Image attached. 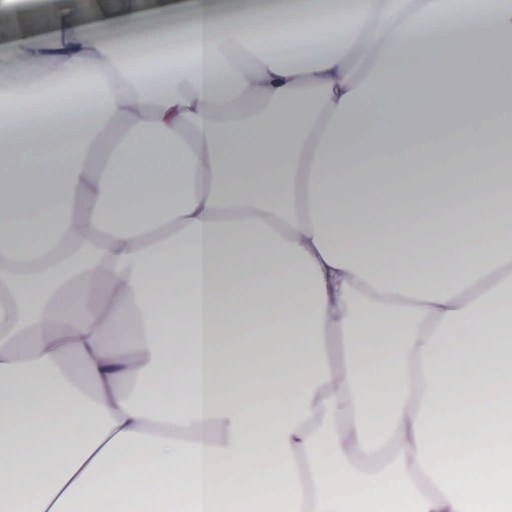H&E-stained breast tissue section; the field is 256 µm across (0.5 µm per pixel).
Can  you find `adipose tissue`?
I'll list each match as a JSON object with an SVG mask.
<instances>
[{
    "mask_svg": "<svg viewBox=\"0 0 512 512\" xmlns=\"http://www.w3.org/2000/svg\"><path fill=\"white\" fill-rule=\"evenodd\" d=\"M273 16L0 56V512H512V0Z\"/></svg>",
    "mask_w": 512,
    "mask_h": 512,
    "instance_id": "1",
    "label": "adipose tissue"
}]
</instances>
